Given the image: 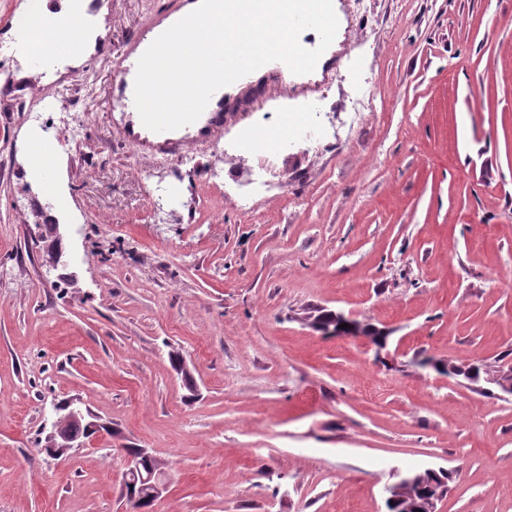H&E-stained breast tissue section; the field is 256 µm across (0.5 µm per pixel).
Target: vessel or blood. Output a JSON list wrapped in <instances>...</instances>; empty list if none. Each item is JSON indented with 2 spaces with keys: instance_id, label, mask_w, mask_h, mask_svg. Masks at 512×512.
I'll use <instances>...</instances> for the list:
<instances>
[{
  "instance_id": "1",
  "label": "vessel or blood",
  "mask_w": 512,
  "mask_h": 512,
  "mask_svg": "<svg viewBox=\"0 0 512 512\" xmlns=\"http://www.w3.org/2000/svg\"><path fill=\"white\" fill-rule=\"evenodd\" d=\"M183 16V10L178 9L138 29L127 40L123 51L109 60L112 78L108 85V98L121 110L117 127L123 140L143 154L163 151L179 155L197 141L218 138L224 130V99L228 94L224 88L213 94L194 123L171 131L147 129L136 109L134 84L140 57L161 33Z\"/></svg>"
}]
</instances>
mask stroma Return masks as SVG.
<instances>
[{
    "mask_svg": "<svg viewBox=\"0 0 512 512\" xmlns=\"http://www.w3.org/2000/svg\"><path fill=\"white\" fill-rule=\"evenodd\" d=\"M110 2L115 52L178 5ZM20 3L0 0V84ZM336 7L307 98L337 117L369 70L376 112L311 148L256 135L294 105L266 73L185 161L123 141L105 57L92 84L0 93V512H130L127 448L170 467L155 512H388L400 476L440 468L436 512H512V400L414 363L512 351V0ZM40 224L63 233L53 271ZM322 310L388 330L390 359ZM71 399L110 431L53 460L37 440Z\"/></svg>",
    "mask_w": 512,
    "mask_h": 512,
    "instance_id": "obj_1",
    "label": "stroma"
}]
</instances>
